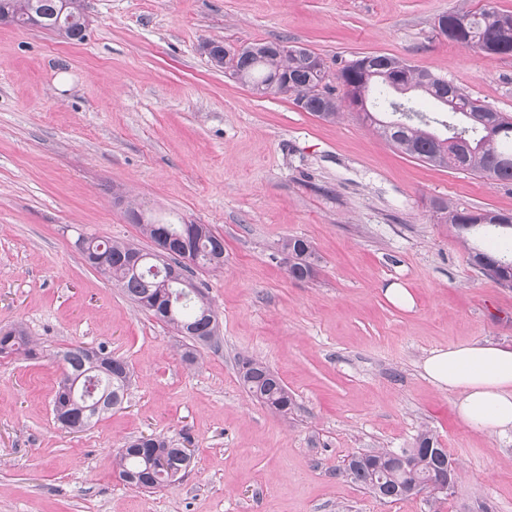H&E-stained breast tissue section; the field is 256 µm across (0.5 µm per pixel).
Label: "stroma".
I'll list each match as a JSON object with an SVG mask.
<instances>
[{"label": "stroma", "mask_w": 512, "mask_h": 512, "mask_svg": "<svg viewBox=\"0 0 512 512\" xmlns=\"http://www.w3.org/2000/svg\"><path fill=\"white\" fill-rule=\"evenodd\" d=\"M512 0H88L83 41L0 24V325L45 352L0 358V512H512V436L459 420L421 368L435 349L512 348V287L484 276L433 208L512 212V182L434 167L345 107L326 122L260 97L205 45L277 42L330 72L369 54L447 77L512 116V56L449 42L442 13ZM207 224L224 267L201 274L219 347L184 339L75 248L142 242L133 211ZM309 240L315 277H289L280 240ZM393 281L413 311L389 302ZM102 346L132 379L88 430L58 427L55 352ZM252 358L295 400L281 415L238 380ZM432 430L457 465L447 497L391 501L348 477L349 456ZM190 448L182 480L122 482L113 451L143 434Z\"/></svg>", "instance_id": "stroma-1"}]
</instances>
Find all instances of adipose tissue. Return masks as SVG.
Instances as JSON below:
<instances>
[{
  "label": "adipose tissue",
  "mask_w": 512,
  "mask_h": 512,
  "mask_svg": "<svg viewBox=\"0 0 512 512\" xmlns=\"http://www.w3.org/2000/svg\"><path fill=\"white\" fill-rule=\"evenodd\" d=\"M425 378L455 392V412L471 428L512 434V349L490 341L439 348L422 363Z\"/></svg>",
  "instance_id": "1"
}]
</instances>
